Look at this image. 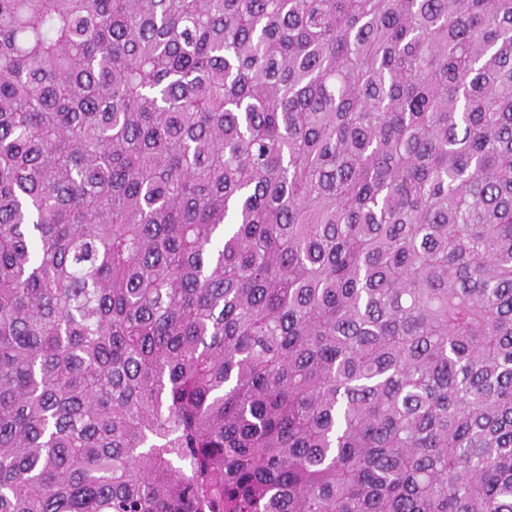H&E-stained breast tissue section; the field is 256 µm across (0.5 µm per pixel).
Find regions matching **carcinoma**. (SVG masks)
<instances>
[{"mask_svg":"<svg viewBox=\"0 0 512 512\" xmlns=\"http://www.w3.org/2000/svg\"><path fill=\"white\" fill-rule=\"evenodd\" d=\"M0 512H512V0H0Z\"/></svg>","mask_w":512,"mask_h":512,"instance_id":"1","label":"carcinoma"}]
</instances>
